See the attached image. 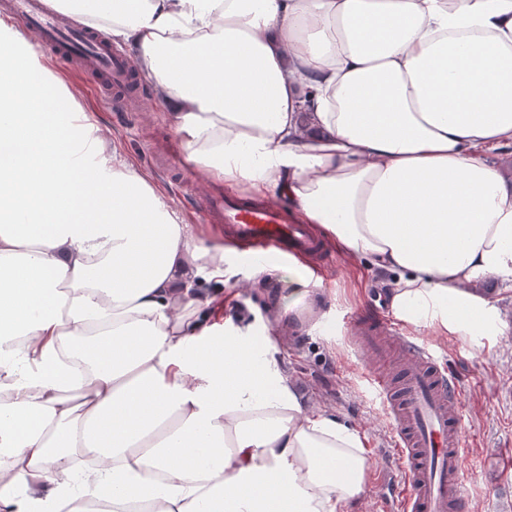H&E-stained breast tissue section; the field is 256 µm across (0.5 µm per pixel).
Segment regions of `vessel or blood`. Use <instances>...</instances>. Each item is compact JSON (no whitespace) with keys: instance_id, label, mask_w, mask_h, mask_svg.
Instances as JSON below:
<instances>
[{"instance_id":"b4317fda","label":"vessel or blood","mask_w":512,"mask_h":512,"mask_svg":"<svg viewBox=\"0 0 512 512\" xmlns=\"http://www.w3.org/2000/svg\"><path fill=\"white\" fill-rule=\"evenodd\" d=\"M0 9L20 18L70 67L93 74L105 100L142 86L133 62L99 31L72 28L67 14L48 9L43 0H0ZM196 208L207 223L223 225L225 238L247 246L255 262L322 252L311 225L294 223L276 202L213 191ZM345 328L354 346L372 358L401 357L396 373L374 371L369 377L394 427L391 457L400 466L404 487L395 499L379 494L381 512H466L465 407L458 382L426 345L372 311L351 316Z\"/></svg>"}]
</instances>
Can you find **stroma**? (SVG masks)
<instances>
[{"label":"stroma","mask_w":512,"mask_h":512,"mask_svg":"<svg viewBox=\"0 0 512 512\" xmlns=\"http://www.w3.org/2000/svg\"><path fill=\"white\" fill-rule=\"evenodd\" d=\"M41 56L74 95L73 102H60V109L74 103L92 112L101 130L116 138L135 166L171 199L190 224L194 245L223 248L225 287L233 296L225 315L241 326L279 328V360L316 405L365 435L374 468H386L393 429L367 383L373 362L353 346L344 327L347 317L367 306L383 312L388 309L386 300L377 298L376 285L356 290L351 274L364 271V262L336 256L334 262L322 265L327 279L313 301L289 306L287 279L277 275L260 280L247 247L226 240L222 225L195 221L196 201L213 184L188 161L153 84H146L131 101L130 111L118 112L95 96L86 74L58 61L49 51H42ZM483 291L500 310L497 335L445 338L425 328L417 335L461 387L468 436L467 512H512V288L491 279Z\"/></svg>","instance_id":"obj_1"}]
</instances>
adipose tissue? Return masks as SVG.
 <instances>
[{"mask_svg":"<svg viewBox=\"0 0 512 512\" xmlns=\"http://www.w3.org/2000/svg\"><path fill=\"white\" fill-rule=\"evenodd\" d=\"M209 179L279 194L390 313L493 336L512 287V0H89ZM0 65V512H348L366 437L270 331L224 321V254L92 113ZM216 287L193 291L199 274Z\"/></svg>","mask_w":512,"mask_h":512,"instance_id":"adipose-tissue-1","label":"adipose tissue"}]
</instances>
